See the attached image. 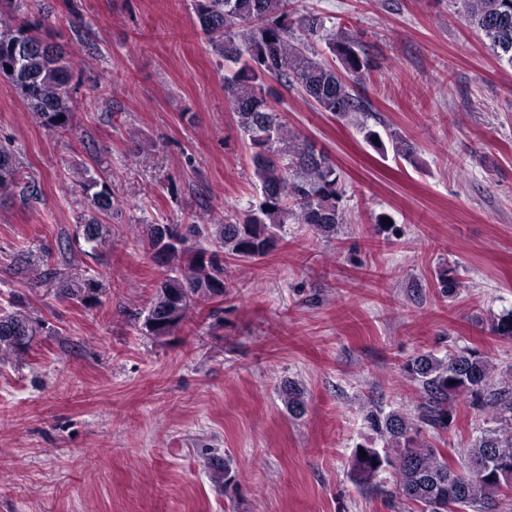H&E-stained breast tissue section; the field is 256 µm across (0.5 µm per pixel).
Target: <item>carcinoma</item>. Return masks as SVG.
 <instances>
[{"instance_id": "carcinoma-1", "label": "carcinoma", "mask_w": 512, "mask_h": 512, "mask_svg": "<svg viewBox=\"0 0 512 512\" xmlns=\"http://www.w3.org/2000/svg\"><path fill=\"white\" fill-rule=\"evenodd\" d=\"M464 20L478 29L498 60L512 66V0H463ZM197 24L236 68L224 73V94L240 131L253 148L251 163L256 200L243 218L218 224H147L153 258L166 268L149 304L143 327L160 336L174 334L190 309L224 296V259L250 261L277 247L278 230L291 222L313 233L333 237L346 215L340 206L343 172L315 144L288 130L271 111L269 83L276 81L302 92L324 112L343 118L366 107L354 85L370 74L372 61L345 37L328 39L337 57L334 66L317 57L302 33L324 30L316 15L294 18L290 0H195ZM0 75L16 87L27 109L48 132L70 134L75 127L72 92L76 67L71 55L41 33L40 23L11 24L0 19ZM20 188L30 196L38 186L17 161L11 143L0 140V196ZM83 237L96 251L105 241L100 217L112 212L106 184L92 196ZM58 280L57 295L83 303L97 299L92 279L73 280L48 271ZM18 308L0 314V356L22 351L18 336L33 341L42 321ZM491 330L512 339V310L491 320ZM419 390L414 415L375 409L367 415L370 429L383 443H360L353 452L352 472L368 484L387 469L396 490L415 512H485L499 497L512 494V373L496 378L482 353L469 347L444 357L422 353L403 366ZM486 415V427L464 448L443 449L422 436L458 427L457 401ZM288 413L305 412L302 392L290 384L283 390ZM366 456H361L359 450Z\"/></svg>"}]
</instances>
